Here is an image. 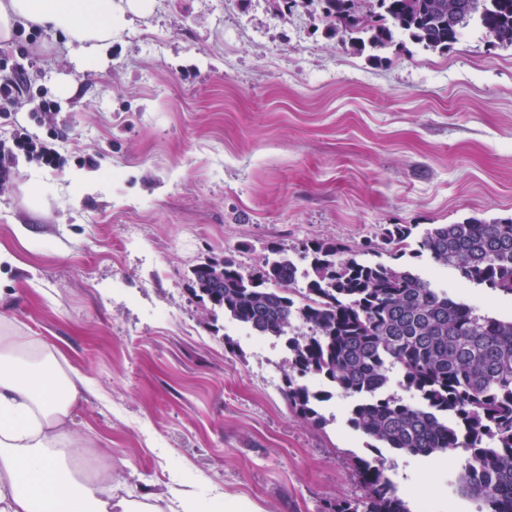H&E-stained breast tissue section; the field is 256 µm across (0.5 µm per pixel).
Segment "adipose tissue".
Wrapping results in <instances>:
<instances>
[{
    "label": "adipose tissue",
    "instance_id": "ef3b65f1",
    "mask_svg": "<svg viewBox=\"0 0 512 512\" xmlns=\"http://www.w3.org/2000/svg\"><path fill=\"white\" fill-rule=\"evenodd\" d=\"M115 0H0V39L20 25L51 27L68 44L108 41L121 19ZM85 377L58 349L0 312V512H161L154 493L115 495L112 467L94 461L93 439L78 437L72 414ZM172 512H258L245 498L216 497L202 508L173 488Z\"/></svg>",
    "mask_w": 512,
    "mask_h": 512
}]
</instances>
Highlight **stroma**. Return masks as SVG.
Wrapping results in <instances>:
<instances>
[{
	"mask_svg": "<svg viewBox=\"0 0 512 512\" xmlns=\"http://www.w3.org/2000/svg\"><path fill=\"white\" fill-rule=\"evenodd\" d=\"M10 80L22 94L0 143L24 132L62 162L20 153L0 179V248L16 258L0 288L86 377L74 429L111 449L116 494L167 495L177 471L204 505L322 512L363 496L355 464L375 457L410 512H477L448 493L465 449L373 447L337 392L304 420L283 340L211 311L188 277L227 253L253 270L274 248L302 269L316 239L372 241L367 260L386 263L387 225L512 217V47L471 26L445 52L399 36L373 53L332 32L319 0H152L92 61L17 28L0 41ZM401 263L512 319L511 294L425 255Z\"/></svg>",
	"mask_w": 512,
	"mask_h": 512,
	"instance_id": "stroma-1",
	"label": "stroma"
}]
</instances>
